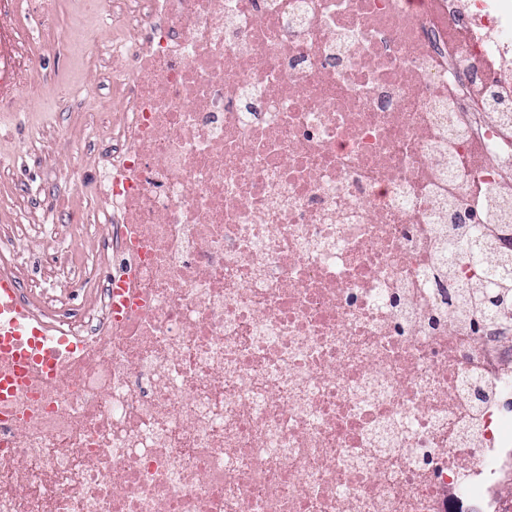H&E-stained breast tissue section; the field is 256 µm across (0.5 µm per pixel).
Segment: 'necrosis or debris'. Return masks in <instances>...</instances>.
Segmentation results:
<instances>
[{
    "label": "necrosis or debris",
    "mask_w": 512,
    "mask_h": 512,
    "mask_svg": "<svg viewBox=\"0 0 512 512\" xmlns=\"http://www.w3.org/2000/svg\"><path fill=\"white\" fill-rule=\"evenodd\" d=\"M112 29L71 350L0 397V512H512V0H83ZM81 199L75 224L59 213Z\"/></svg>",
    "instance_id": "necrosis-or-debris-1"
}]
</instances>
